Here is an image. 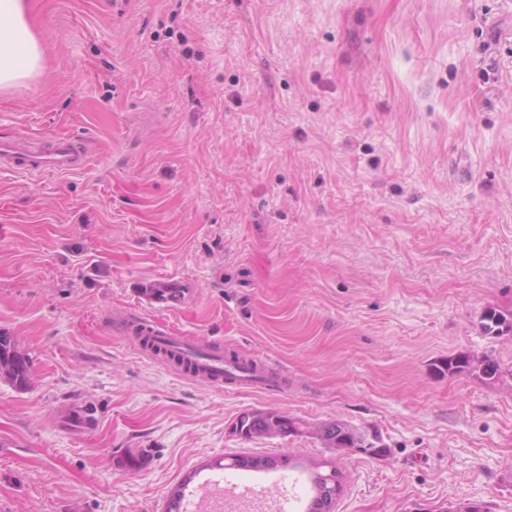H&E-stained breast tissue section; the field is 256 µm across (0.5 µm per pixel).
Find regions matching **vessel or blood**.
<instances>
[{
  "label": "vessel or blood",
  "instance_id": "vessel-or-blood-1",
  "mask_svg": "<svg viewBox=\"0 0 512 512\" xmlns=\"http://www.w3.org/2000/svg\"><path fill=\"white\" fill-rule=\"evenodd\" d=\"M91 153L84 143L67 135L0 138V168L42 176L84 170ZM128 332L144 342L146 350L162 362H174L187 376L204 378L225 389L243 385L287 388L288 379L267 361L255 359L253 368L243 369L222 349L202 344L196 338L175 336L140 316H130Z\"/></svg>",
  "mask_w": 512,
  "mask_h": 512
}]
</instances>
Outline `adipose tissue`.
Listing matches in <instances>:
<instances>
[{
  "instance_id": "ef3b65f1",
  "label": "adipose tissue",
  "mask_w": 512,
  "mask_h": 512,
  "mask_svg": "<svg viewBox=\"0 0 512 512\" xmlns=\"http://www.w3.org/2000/svg\"><path fill=\"white\" fill-rule=\"evenodd\" d=\"M27 11V0H0V90L22 85L44 70V50Z\"/></svg>"
}]
</instances>
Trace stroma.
I'll use <instances>...</instances> for the list:
<instances>
[{"label":"stroma","mask_w":512,"mask_h":512,"mask_svg":"<svg viewBox=\"0 0 512 512\" xmlns=\"http://www.w3.org/2000/svg\"><path fill=\"white\" fill-rule=\"evenodd\" d=\"M28 21L45 72L0 91V137L94 154L0 169V330L32 362L27 390L0 380V512H164L196 471L303 512L329 450L232 434L250 409L381 435L388 457H335L333 512H512V333L482 320L512 314V0H29ZM166 278L180 304L145 296ZM124 311L288 388L187 378ZM461 353L507 374L438 373ZM91 152L68 135L0 138V168L42 176L84 170Z\"/></svg>","instance_id":"1"}]
</instances>
